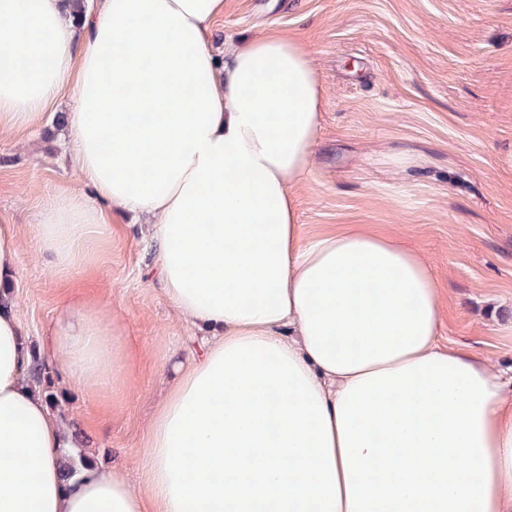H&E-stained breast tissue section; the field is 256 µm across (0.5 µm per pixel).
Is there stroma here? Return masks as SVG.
I'll use <instances>...</instances> for the list:
<instances>
[{"label":"stroma","mask_w":512,"mask_h":512,"mask_svg":"<svg viewBox=\"0 0 512 512\" xmlns=\"http://www.w3.org/2000/svg\"><path fill=\"white\" fill-rule=\"evenodd\" d=\"M269 28L300 36L323 80V128L296 190L301 241L359 224L418 252L438 285L440 344L512 374V0H226L212 48ZM70 97L0 137V224L24 228L12 292L30 344L79 286L144 353L124 386H55L89 435L84 454L137 485L165 366L192 360L197 331L159 281L151 225L132 214L111 212L67 271L43 256L39 212L84 183L67 131L43 146Z\"/></svg>","instance_id":"obj_1"}]
</instances>
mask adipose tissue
Returning <instances> with one entry per match:
<instances>
[{
  "instance_id": "adipose-tissue-1",
  "label": "adipose tissue",
  "mask_w": 512,
  "mask_h": 512,
  "mask_svg": "<svg viewBox=\"0 0 512 512\" xmlns=\"http://www.w3.org/2000/svg\"><path fill=\"white\" fill-rule=\"evenodd\" d=\"M224 0H0V134L39 125L65 85L88 192L35 231L70 267L98 201L149 217L173 305L205 330L153 421L145 481L62 478L72 432L28 382L0 298V512H512V383L437 343L420 255L359 229L300 245L322 92L308 48L272 31L223 58ZM59 380L92 391L139 359L74 289L45 328Z\"/></svg>"
}]
</instances>
